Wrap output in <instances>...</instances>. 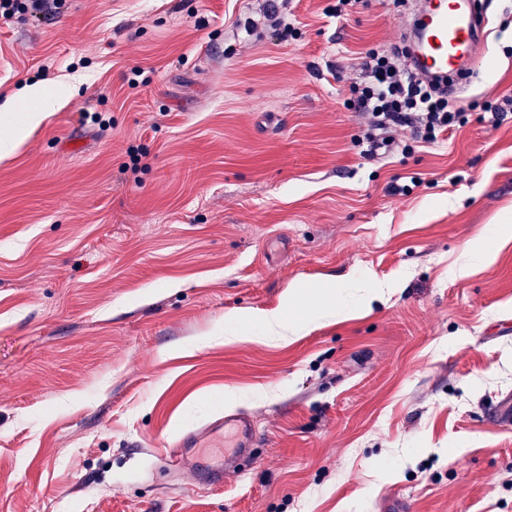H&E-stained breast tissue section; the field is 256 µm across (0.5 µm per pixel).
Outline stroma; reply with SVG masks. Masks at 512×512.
Here are the masks:
<instances>
[{
	"label": "stroma",
	"instance_id": "35a3bbf8",
	"mask_svg": "<svg viewBox=\"0 0 512 512\" xmlns=\"http://www.w3.org/2000/svg\"><path fill=\"white\" fill-rule=\"evenodd\" d=\"M335 3L293 0V38L245 30L270 0L0 21V102L58 99L0 160V512H512V121L481 108L512 97V0H482L464 125L383 159L349 85L403 0ZM353 278L395 291L362 310ZM329 283L348 318L224 323ZM232 411L253 459L219 487L173 466Z\"/></svg>",
	"mask_w": 512,
	"mask_h": 512
}]
</instances>
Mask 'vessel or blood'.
<instances>
[{
	"mask_svg": "<svg viewBox=\"0 0 512 512\" xmlns=\"http://www.w3.org/2000/svg\"><path fill=\"white\" fill-rule=\"evenodd\" d=\"M487 20L477 0H423L412 22L406 23L405 34L417 43L412 50L415 68L424 75L448 76L479 57L486 37ZM208 432L224 431L234 441V454L224 457L220 467H203L199 475L203 483L219 486L224 473L235 466V454L253 447L256 431L245 414L233 412L207 427Z\"/></svg>",
	"mask_w": 512,
	"mask_h": 512,
	"instance_id": "b4317fda",
	"label": "vessel or blood"
}]
</instances>
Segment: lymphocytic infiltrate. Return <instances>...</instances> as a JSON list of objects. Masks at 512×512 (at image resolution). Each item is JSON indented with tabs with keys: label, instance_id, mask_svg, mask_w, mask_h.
<instances>
[{
	"label": "lymphocytic infiltrate",
	"instance_id": "obj_1",
	"mask_svg": "<svg viewBox=\"0 0 512 512\" xmlns=\"http://www.w3.org/2000/svg\"><path fill=\"white\" fill-rule=\"evenodd\" d=\"M361 81L352 82L351 107L369 119L358 145L363 156L373 157L396 146L399 131H409L413 142L431 144L464 122L463 109L451 105L447 95L422 90L404 63L400 46L385 52L371 50L360 63Z\"/></svg>",
	"mask_w": 512,
	"mask_h": 512
}]
</instances>
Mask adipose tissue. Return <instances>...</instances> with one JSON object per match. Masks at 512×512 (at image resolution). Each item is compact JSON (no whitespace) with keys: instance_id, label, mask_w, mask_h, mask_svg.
<instances>
[{"instance_id":"adipose-tissue-1","label":"adipose tissue","mask_w":512,"mask_h":512,"mask_svg":"<svg viewBox=\"0 0 512 512\" xmlns=\"http://www.w3.org/2000/svg\"><path fill=\"white\" fill-rule=\"evenodd\" d=\"M21 102H37L36 110L15 113L13 104L0 105L4 114H17L16 122L6 124L0 130V158L10 157L23 143L28 131L36 127L46 117L55 105L54 99L47 95L39 86L24 87L20 93ZM352 313L350 305L344 300L328 298L318 310L310 311L302 316L291 318L282 310L256 311L248 315L236 312L228 313L225 317L229 324H248L258 327L267 336H293L305 332L318 322L327 319L349 317Z\"/></svg>"}]
</instances>
